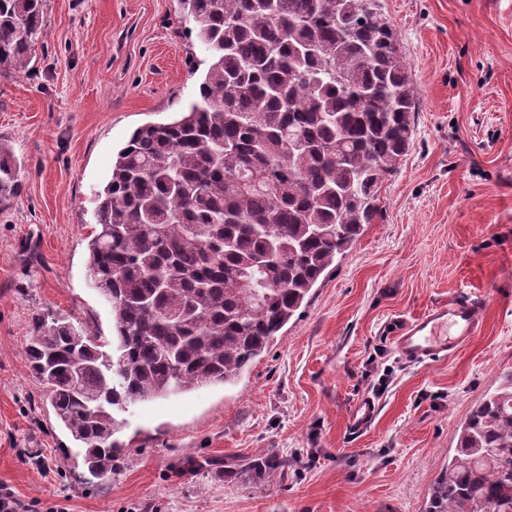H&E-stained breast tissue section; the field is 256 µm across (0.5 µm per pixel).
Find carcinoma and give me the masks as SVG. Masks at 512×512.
<instances>
[{
  "label": "carcinoma",
  "instance_id": "carcinoma-1",
  "mask_svg": "<svg viewBox=\"0 0 512 512\" xmlns=\"http://www.w3.org/2000/svg\"><path fill=\"white\" fill-rule=\"evenodd\" d=\"M208 53L198 98L137 127L95 194L88 242L112 338L48 312L26 354L94 477L125 452L116 414L233 383L377 214L412 142L415 100L377 0H179ZM43 0H0V79L30 70ZM0 141V205L20 189ZM288 462L227 473L263 483ZM425 512H512V373L457 428Z\"/></svg>",
  "mask_w": 512,
  "mask_h": 512
}]
</instances>
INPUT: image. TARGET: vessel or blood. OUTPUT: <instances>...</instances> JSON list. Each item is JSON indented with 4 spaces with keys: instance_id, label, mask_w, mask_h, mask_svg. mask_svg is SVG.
<instances>
[{
    "instance_id": "1",
    "label": "vessel or blood",
    "mask_w": 512,
    "mask_h": 512,
    "mask_svg": "<svg viewBox=\"0 0 512 512\" xmlns=\"http://www.w3.org/2000/svg\"><path fill=\"white\" fill-rule=\"evenodd\" d=\"M484 297L465 294L449 298L404 322L393 334V343L412 363H425L451 355L476 336L481 329ZM376 405L371 397L359 398L350 409L353 431L363 430L372 420Z\"/></svg>"
}]
</instances>
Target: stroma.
<instances>
[{
  "label": "stroma",
  "instance_id": "1",
  "mask_svg": "<svg viewBox=\"0 0 512 512\" xmlns=\"http://www.w3.org/2000/svg\"><path fill=\"white\" fill-rule=\"evenodd\" d=\"M379 5L416 112L373 223L239 380L131 406L127 451L102 480L32 377L26 338L47 310L111 336L87 267L95 194L136 127L194 99L208 55L179 0H44L30 71L0 79L22 184L0 207V488L27 512H424L460 422L512 372V0ZM462 294L488 300L480 332L404 361L395 329ZM366 395L376 416L355 433ZM261 452L287 459L285 478L203 465ZM376 411V405L371 397L359 398L350 409L349 424L353 432L363 430L372 420Z\"/></svg>",
  "mask_w": 512,
  "mask_h": 512
}]
</instances>
